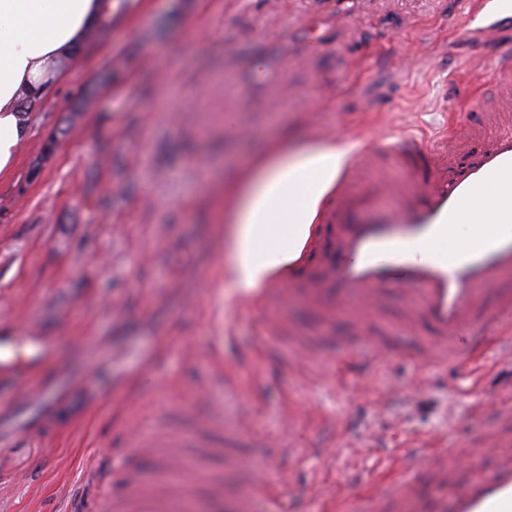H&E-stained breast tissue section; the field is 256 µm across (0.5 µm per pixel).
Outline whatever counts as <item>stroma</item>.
I'll return each mask as SVG.
<instances>
[{"label": "stroma", "instance_id": "35a3bbf8", "mask_svg": "<svg viewBox=\"0 0 512 512\" xmlns=\"http://www.w3.org/2000/svg\"><path fill=\"white\" fill-rule=\"evenodd\" d=\"M464 0H131L85 44L66 80L34 104L32 135L0 180V331L33 326L57 342L64 395L32 406L0 385V512H66L104 452L110 494L153 464L124 431L154 432L158 411L193 434L197 387L224 376L253 400L282 512H326L345 483L368 489L403 448L477 432L512 391V360L472 369L394 352L290 369L293 351L246 311L224 275L219 195L249 155L285 137L380 146L430 140L459 106L480 115L498 44L457 43ZM266 63L252 73L254 57ZM54 147H47L48 138ZM221 346L213 359V346ZM214 508L223 453L192 460Z\"/></svg>", "mask_w": 512, "mask_h": 512}]
</instances>
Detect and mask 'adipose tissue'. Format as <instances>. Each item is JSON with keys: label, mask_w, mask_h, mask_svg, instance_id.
<instances>
[{"label": "adipose tissue", "mask_w": 512, "mask_h": 512, "mask_svg": "<svg viewBox=\"0 0 512 512\" xmlns=\"http://www.w3.org/2000/svg\"><path fill=\"white\" fill-rule=\"evenodd\" d=\"M120 0H0V178L18 164L31 134L26 104L62 81L90 34L111 19ZM347 145L306 149L279 139L257 153L224 187L229 226L225 274L243 294L288 274L307 244L318 210L349 159ZM512 210V176L498 177L471 204L458 239L476 246L501 227L496 212Z\"/></svg>", "instance_id": "obj_1"}]
</instances>
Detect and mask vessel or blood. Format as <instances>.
<instances>
[{
    "label": "vessel or blood",
    "mask_w": 512,
    "mask_h": 512,
    "mask_svg": "<svg viewBox=\"0 0 512 512\" xmlns=\"http://www.w3.org/2000/svg\"><path fill=\"white\" fill-rule=\"evenodd\" d=\"M509 25L512 0H465L456 37L488 39ZM495 83L512 112V50L499 56ZM383 159L392 181H377L368 193L356 189L358 166ZM508 174L512 132L487 138L471 121L429 142L407 134L381 150H360L332 191L324 217L332 242L304 287L277 280L262 289L261 302L277 307L269 329L303 358L337 348L376 359L392 351L393 338L360 332L347 343L336 337V319L377 309L383 289L390 288L406 299L409 320L425 317L432 330L428 338H415L409 352L433 349L441 360L468 365L489 349L511 357L512 227L476 247L458 244L449 256L431 249L447 240L449 227L480 193ZM301 310L316 315V333L297 322ZM56 360L54 340L38 331L0 336V380L29 384L32 401L48 395L42 372ZM203 426L223 434L225 460L257 474L246 488L226 494V512H279L275 484L261 477L268 460L242 454L250 428L211 404ZM156 427L155 437L131 433L127 446L134 456L157 462L166 477L164 493L135 473L125 496L110 497L112 466L104 463L91 476L98 491L93 505H77L73 512H191L193 483L185 460L190 442L167 417L158 418ZM360 512H512V402L499 405L489 428L453 447L405 449L392 474L362 498Z\"/></svg>",
    "instance_id": "vessel-or-blood-1"
}]
</instances>
